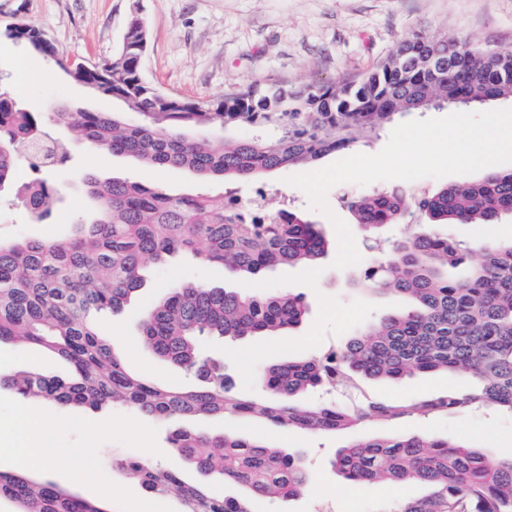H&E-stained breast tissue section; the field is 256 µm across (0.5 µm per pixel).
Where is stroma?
<instances>
[{"label":"stroma","instance_id":"stroma-1","mask_svg":"<svg viewBox=\"0 0 512 512\" xmlns=\"http://www.w3.org/2000/svg\"><path fill=\"white\" fill-rule=\"evenodd\" d=\"M147 25L143 62L146 80L161 91L190 100L207 99L251 84H305L362 74L376 68L391 50L412 33L448 31L464 42L512 49V0H0V28L23 19L42 26L60 58L68 63L111 59L132 16ZM0 84L18 94L27 110L50 111L60 100L74 111L120 110L119 102L69 81L62 70L31 54L19 43L0 41ZM67 166L53 172L62 199L45 223H35L16 203L10 188L0 189V239L18 234L33 238L65 237L74 231L69 218L88 213L83 186L86 173L144 184H162L178 195H227L249 201L264 191L269 202L299 211L317 224L329 241L337 235L329 218L309 207L307 195L288 184L292 169L243 182L204 181L186 170L160 172L134 160L66 142ZM336 250L302 267L256 276L225 279L220 268L200 264L193 253L181 252L161 265L148 266L141 289L123 309L106 317L103 326L130 371L147 374L165 386L188 384L189 378L171 364L152 358L142 347L138 324L147 302L171 286L190 280L206 286L228 285L245 294L271 288L303 295L307 320L283 336H257L244 342L213 339L209 347L223 355L226 371L240 395L261 397L254 381L262 364L294 360L343 345L374 315L403 309L390 295L360 292L356 280L362 265L335 268ZM37 366L61 378L72 374L61 361L37 350L0 342V471L13 469L10 450L16 444L19 399L6 378ZM468 387L464 373L419 374L398 381L368 383V393L387 402L438 397ZM29 408L43 420V431L54 454L50 466L35 469L33 478L52 481L71 494L107 502L109 512H182L180 500L147 492L117 467L116 459L138 456L179 467L168 451L172 430L190 428L234 433L297 452L311 477L306 492L280 502L256 499L253 512H378L395 501L398 490L384 482L351 483L331 466L346 435L287 432L256 418L173 419L154 422L128 408L93 410L81 405L59 406L32 399ZM370 436L394 433L448 436L485 449L491 457L512 454V419L482 413L449 412L438 416L401 418L370 426ZM96 447L90 458L78 450L88 440Z\"/></svg>","mask_w":512,"mask_h":512}]
</instances>
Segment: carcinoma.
Listing matches in <instances>:
<instances>
[{
  "label": "carcinoma",
  "instance_id": "obj_1",
  "mask_svg": "<svg viewBox=\"0 0 512 512\" xmlns=\"http://www.w3.org/2000/svg\"><path fill=\"white\" fill-rule=\"evenodd\" d=\"M0 37L24 44L48 61L57 51L44 29L17 22ZM147 32L131 19L112 59L71 64L73 82L120 101L138 115L69 111L65 101L49 112H29L0 86V186L32 146L52 140L58 127L92 148L130 156L156 170L187 169L207 180L256 179L280 168L311 165L378 136L395 116L429 105L469 107L512 99V50L482 48L456 38L417 32L400 41L375 69L329 83L295 89L238 90L203 100L171 96L149 84L142 71ZM436 53L452 65L433 75L399 65L403 52ZM431 100L418 104L417 95ZM224 127L215 143L202 130ZM269 127L272 138L233 130ZM98 219L71 223L70 238L0 242V341L44 347L75 368L71 381L35 369L7 384L21 399L43 398L93 410L128 406L155 420L218 415L251 416L284 429L340 431L351 436L332 466L351 482L418 483L424 494L376 512H512V456L494 463L470 443L431 434L382 438L356 433L370 421L482 407L512 415V240L460 241L456 224H490L512 217V170L487 171L434 192L394 187L363 196L342 195L355 224L376 249L364 291L406 301L402 310L367 324L341 347L331 365L321 353L261 367L257 385L266 400L233 391L224 358L207 339H243L298 328L309 309L300 294L248 295L186 282L143 309L139 333L145 350L194 378L161 387L125 366L101 328V318L120 311L142 284L147 263L191 251L224 275H257L278 267L307 265L324 257L328 241L317 225L290 210H272L263 222L228 212L224 197L186 196L160 184L85 176ZM19 201L38 222L57 203L47 178L28 185ZM407 224L409 231L381 248L379 233ZM468 373L470 392L395 405L369 399L352 407L331 402L300 408L295 398L320 385L361 391L364 381L398 380L426 372ZM181 464L246 489L247 497L209 496L182 481L175 468L141 458L120 466L148 492L170 495L184 512H253L250 498L291 500L302 495L310 474L302 458L233 434L176 430L168 437ZM18 512H105L96 503L52 483L0 471V501Z\"/></svg>",
  "mask_w": 512,
  "mask_h": 512
}]
</instances>
